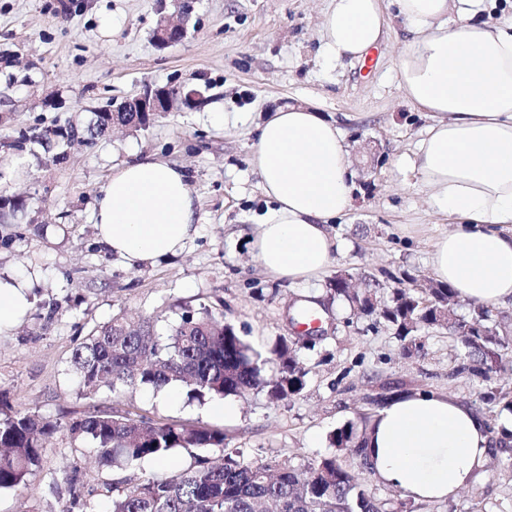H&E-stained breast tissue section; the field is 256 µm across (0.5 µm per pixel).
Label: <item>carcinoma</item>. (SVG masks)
Returning a JSON list of instances; mask_svg holds the SVG:
<instances>
[{
  "label": "carcinoma",
  "mask_w": 512,
  "mask_h": 512,
  "mask_svg": "<svg viewBox=\"0 0 512 512\" xmlns=\"http://www.w3.org/2000/svg\"><path fill=\"white\" fill-rule=\"evenodd\" d=\"M112 127V115L94 113L82 134L103 136ZM75 139L67 132L46 128L41 133L4 146L21 150L32 144L54 153L61 162ZM347 271H339L329 283L336 298L359 315H376L403 341L405 349L417 346L418 332L446 328L460 343L455 374L469 373L484 381L508 349L500 324L491 309L473 305L469 316L459 318L451 307L454 290L437 284L419 295L410 287L397 288L386 302L374 303L377 294L346 285ZM70 367L85 396L107 389L114 395L142 387L161 390L182 385L188 395L203 403L228 396L243 397L263 390L279 402L301 396L307 371L297 360L286 338L268 354L257 350L240 334L224 313L205 305L186 309L163 337L155 333L150 319L120 314L94 329L72 351ZM483 399L512 410V391L489 388ZM374 414L359 413L329 436L336 452L304 467L286 461L247 459L238 449L227 448L224 432L206 425H183L92 405L82 415L65 423L52 422L38 412L14 409L0 400V489L28 485L40 467L46 441L66 430L72 439L88 440L99 461L115 470H134L149 461L164 462L179 449L192 463L163 475L142 472L112 482L107 512H385L372 497L359 474L341 460L353 449L358 468L369 469L362 453L364 435ZM209 448L223 451L216 463L204 454ZM52 491L66 497L65 512H98L93 491L86 488L75 468Z\"/></svg>",
  "instance_id": "1"
}]
</instances>
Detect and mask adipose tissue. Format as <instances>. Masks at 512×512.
<instances>
[{
    "instance_id": "ef3b65f1",
    "label": "adipose tissue",
    "mask_w": 512,
    "mask_h": 512,
    "mask_svg": "<svg viewBox=\"0 0 512 512\" xmlns=\"http://www.w3.org/2000/svg\"><path fill=\"white\" fill-rule=\"evenodd\" d=\"M407 30L399 87L432 122L412 169L435 211L455 219L432 244L430 267L457 296L512 304V19L482 21L487 0H392ZM385 34L382 0H330L319 32L326 63L360 59ZM273 203L252 240L259 265L292 283L319 279L334 260L330 222L352 207L350 152L339 126L288 106L260 126L252 156ZM98 241L138 267L178 254L200 219L185 168L154 160L119 167L93 209ZM36 274L0 275V334L31 308ZM493 439L450 394L403 395L378 410L365 435L372 473L421 501L452 498L486 468Z\"/></svg>"
}]
</instances>
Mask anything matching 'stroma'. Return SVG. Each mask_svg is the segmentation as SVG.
<instances>
[{"label":"stroma","mask_w":512,"mask_h":512,"mask_svg":"<svg viewBox=\"0 0 512 512\" xmlns=\"http://www.w3.org/2000/svg\"><path fill=\"white\" fill-rule=\"evenodd\" d=\"M329 0H196L185 38L161 48L153 40L156 0H0V142L46 127L89 123L93 110L134 94L142 84L198 87L210 100L196 110L166 113L148 128L113 131L89 146H74L66 162L48 153L0 150V195L20 206L0 224V273H34L39 281L29 314L0 335V392L17 408L69 421L97 402L122 412L223 431L228 447L250 458L307 465L329 453V435L368 410L382 384L400 393L447 392L512 429V411L488 408L486 386L512 389V347L490 384L452 376L456 340L446 330L420 332V351L405 354L393 330L353 314L331 297L336 272H362L380 282L387 299L404 275L423 287L435 279L432 242L451 226L428 204L411 167L415 142L427 120L398 86L395 60L405 37L400 19L363 60L325 65L318 29ZM113 24L101 32L99 16ZM11 65L2 63V56ZM309 106L343 130L354 171L351 211L330 230L338 250L319 281L291 283L264 272L251 239L269 202L251 169L255 127L269 112ZM224 113L214 124L213 110ZM151 157L185 166L201 224L183 252L127 267L96 241L94 200L114 169ZM321 301L323 333L300 341L291 321L304 300ZM223 304L233 323L260 350L277 337L294 343L307 370L301 396L278 403L265 392L236 399L238 415L225 420L215 401L188 400L184 389L143 387L119 397L83 396L69 370L73 349L94 327L122 313L152 318L166 333L185 307ZM495 449L485 474L445 502H419L360 477L388 512H512V470ZM80 468L111 497L103 482L111 468L99 463L88 441L53 435L41 466L22 489L0 491V512H64V499L48 484Z\"/></svg>","instance_id":"stroma-1"}]
</instances>
